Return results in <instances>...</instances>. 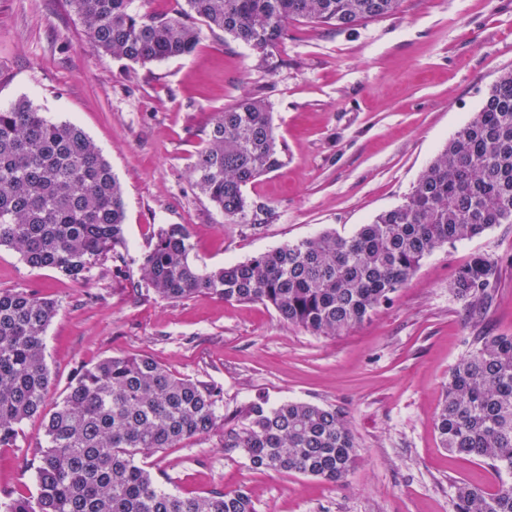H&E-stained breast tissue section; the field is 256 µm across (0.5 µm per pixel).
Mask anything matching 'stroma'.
Listing matches in <instances>:
<instances>
[{
	"mask_svg": "<svg viewBox=\"0 0 512 512\" xmlns=\"http://www.w3.org/2000/svg\"><path fill=\"white\" fill-rule=\"evenodd\" d=\"M512 70V0H402L350 29L291 26L273 68L201 27L193 53L146 66L97 50L67 0H0V108L20 98L98 145L125 202L127 264L86 281L28 267L0 249V289L52 299L45 333L60 401L80 370L107 357L146 355L224 389L232 412L256 394L332 406L346 417L358 460L346 487L253 469L213 434L146 460L185 494L247 490L257 512H454L456 482L493 487L498 475L441 447L432 418L472 335L448 290L473 254L499 260L486 324L512 335V224L443 247L362 324L335 337L284 324L260 303L201 292L178 302L133 295L140 257L161 225L183 224L202 269L248 260L324 230L355 232L400 204L452 135ZM265 99L285 164L247 193L258 214L225 218L189 168L213 116L242 96ZM44 421L0 447V502L35 489L25 465Z\"/></svg>",
	"mask_w": 512,
	"mask_h": 512,
	"instance_id": "stroma-1",
	"label": "stroma"
}]
</instances>
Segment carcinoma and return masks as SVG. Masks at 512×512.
Here are the masks:
<instances>
[{"label": "carcinoma", "instance_id": "cac0c4a2", "mask_svg": "<svg viewBox=\"0 0 512 512\" xmlns=\"http://www.w3.org/2000/svg\"><path fill=\"white\" fill-rule=\"evenodd\" d=\"M92 43L114 59L147 64L192 53L196 21L272 64L294 23L347 29L391 15L401 0H184L173 16L140 14L132 0H68ZM284 164L272 112L245 97L212 119L190 168L193 184L227 218L254 211L246 188ZM124 199L96 144L77 125L53 122L26 99L0 110V247L32 269L84 280L112 258L125 263ZM512 224V71L491 86L473 118L421 173L405 200L350 236L325 231L247 261L211 270L190 258L183 224H164L141 259V283L177 302L200 292L261 303L316 336L362 324L444 246ZM499 261L477 253L450 291L481 320ZM56 304L0 289V446L22 423L44 418L34 449L36 493L3 512H256L242 489L187 495L165 486L143 459L220 434L224 453L260 471L343 486L357 444L343 413L304 401L273 405L256 395L224 415L218 384L176 375L147 356L108 357L79 373L46 411L44 337ZM443 448L512 475V336L477 330L444 386L432 420ZM454 512H512V483L455 485Z\"/></svg>", "mask_w": 512, "mask_h": 512}]
</instances>
